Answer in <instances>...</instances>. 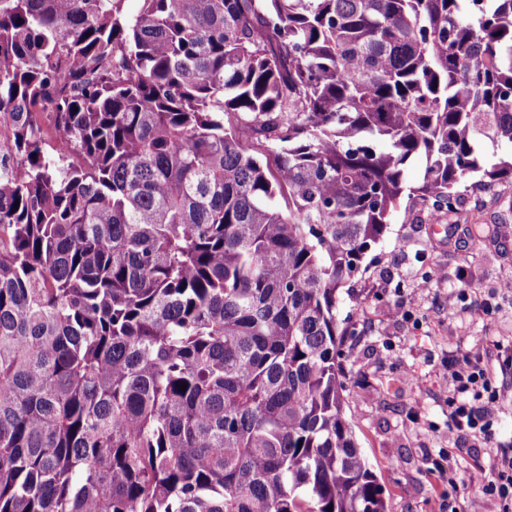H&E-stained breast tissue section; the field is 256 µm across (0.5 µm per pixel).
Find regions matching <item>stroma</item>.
I'll use <instances>...</instances> for the list:
<instances>
[{"mask_svg":"<svg viewBox=\"0 0 512 512\" xmlns=\"http://www.w3.org/2000/svg\"><path fill=\"white\" fill-rule=\"evenodd\" d=\"M470 223L449 225L432 203L403 197L381 241L369 252L340 317L347 373L345 415L384 489L387 512H443L444 497L468 512L466 480L448 488L431 468L446 448L463 468L486 458L480 442L448 432L454 385L437 367L450 357L488 360L489 342H512V300L498 293L512 280V184L459 186ZM432 288L418 292L422 279ZM494 306L485 313L484 303ZM412 373L420 387L402 384Z\"/></svg>","mask_w":512,"mask_h":512,"instance_id":"stroma-1","label":"stroma"}]
</instances>
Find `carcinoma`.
<instances>
[{
	"label": "carcinoma",
	"mask_w": 512,
	"mask_h": 512,
	"mask_svg": "<svg viewBox=\"0 0 512 512\" xmlns=\"http://www.w3.org/2000/svg\"><path fill=\"white\" fill-rule=\"evenodd\" d=\"M126 2L0 0V512H387L341 290L512 183V0Z\"/></svg>",
	"instance_id": "obj_1"
}]
</instances>
